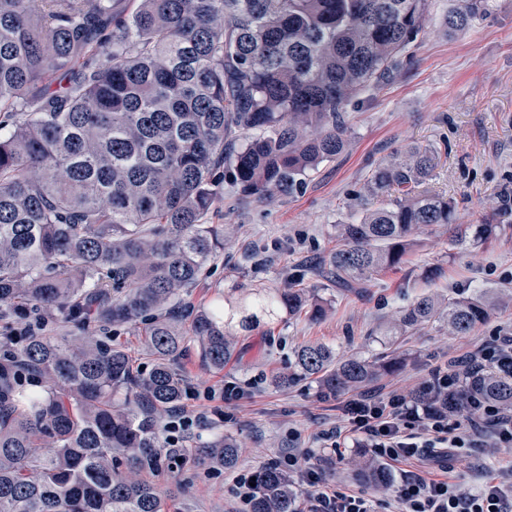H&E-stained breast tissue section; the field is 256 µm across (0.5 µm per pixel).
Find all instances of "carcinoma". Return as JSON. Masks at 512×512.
<instances>
[{
  "instance_id": "carcinoma-1",
  "label": "carcinoma",
  "mask_w": 512,
  "mask_h": 512,
  "mask_svg": "<svg viewBox=\"0 0 512 512\" xmlns=\"http://www.w3.org/2000/svg\"><path fill=\"white\" fill-rule=\"evenodd\" d=\"M0 0V320L34 318L0 358V512H172L178 494L162 422L186 385L174 366L193 345L216 371L238 359L240 332L330 306L305 288L224 297L179 314L228 227L208 223L224 185L259 202L293 196L349 143L345 107L395 72L431 0ZM494 10L457 0L450 34ZM436 152L405 145L372 170L361 215L336 225L328 263L349 286L401 263L416 235L451 231L453 202L423 185ZM499 294L426 293L386 335L428 325L482 327ZM57 318L83 336H51ZM139 330L154 357L133 367L112 328ZM388 352L336 360L322 343L293 352L270 383L314 378L322 393L364 390L396 369ZM456 402L478 393L512 408V374L459 368ZM197 461L238 462L234 439ZM376 489L389 472L367 461ZM250 512H298L276 466L255 474Z\"/></svg>"
}]
</instances>
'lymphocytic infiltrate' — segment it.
<instances>
[{"instance_id":"lymphocytic-infiltrate-1","label":"lymphocytic infiltrate","mask_w":512,"mask_h":512,"mask_svg":"<svg viewBox=\"0 0 512 512\" xmlns=\"http://www.w3.org/2000/svg\"><path fill=\"white\" fill-rule=\"evenodd\" d=\"M463 361L512 373V334L495 335L468 350ZM459 378L450 368L435 367L417 397L398 389L361 394L345 403L347 424L334 428L328 439L349 432L354 443L368 448L379 462H400L391 503L373 500L361 491L333 483L324 469H298L295 455L284 458L290 476L306 490L302 512H512V465L501 467L479 486L468 489L450 481L451 465L427 464L436 448H484L512 445V410L483 399L474 400V415L436 405V397L455 396Z\"/></svg>"}]
</instances>
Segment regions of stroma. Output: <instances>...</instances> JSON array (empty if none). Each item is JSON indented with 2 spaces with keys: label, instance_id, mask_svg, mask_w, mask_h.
Returning <instances> with one entry per match:
<instances>
[{
  "label": "stroma",
  "instance_id": "35a3bbf8",
  "mask_svg": "<svg viewBox=\"0 0 512 512\" xmlns=\"http://www.w3.org/2000/svg\"><path fill=\"white\" fill-rule=\"evenodd\" d=\"M452 0H432L429 18L402 57L401 67L380 86L346 108L351 145L311 172L301 192L273 202L240 198L232 188L209 216L230 225L232 233L205 268L182 304L185 319L212 307L233 288H307L331 304L323 319L295 317L275 328L265 326L242 336L239 361L216 371L188 350L178 367L188 394L185 404L206 415L193 445L224 434L241 446L238 470L258 471L286 453L322 455L336 480L359 491L356 474L362 451L352 441L326 447L321 434L343 420L345 395L324 396L318 385L302 380L286 389L270 385L273 370L287 365L293 350L323 343L337 356H370L390 320L420 294L438 290L470 296L485 291L512 294V0L466 32L447 33L444 18ZM419 143L436 148L438 165L431 189L454 203V230L422 234L401 264L348 288L322 276L318 263L336 244L335 224L356 210L372 170L399 147ZM496 225V236L480 241V225ZM436 278H429L430 270ZM512 329V304L500 307L487 324L465 336L432 326L400 337L396 349L404 364L383 376L373 390L396 387L416 391L430 370L463 355L498 330ZM240 396L225 402L227 381ZM512 461V447L489 458L469 448L453 474L466 487L480 484L492 468ZM179 512H229L233 475L194 463L183 472Z\"/></svg>",
  "mask_w": 512,
  "mask_h": 512
}]
</instances>
